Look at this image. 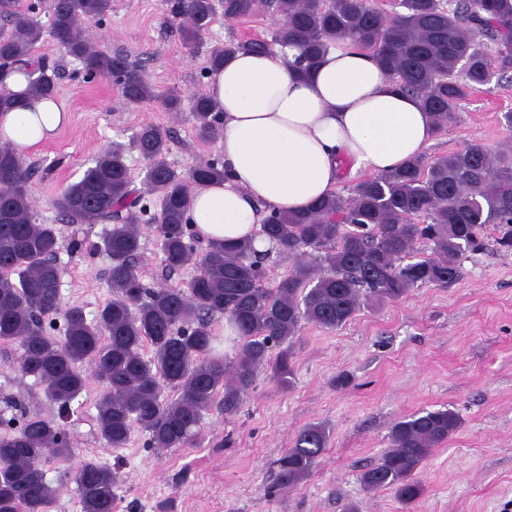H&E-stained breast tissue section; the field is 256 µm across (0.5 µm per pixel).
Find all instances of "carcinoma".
I'll return each mask as SVG.
<instances>
[{
    "label": "carcinoma",
    "mask_w": 512,
    "mask_h": 512,
    "mask_svg": "<svg viewBox=\"0 0 512 512\" xmlns=\"http://www.w3.org/2000/svg\"><path fill=\"white\" fill-rule=\"evenodd\" d=\"M389 6L175 0L173 12L186 19L180 35L189 48L220 13L232 20L267 9L279 17L269 41L231 39L213 48L211 72L231 53L274 45L297 49L294 64L304 70L319 65L333 46L366 51L421 98L440 129L476 87L512 71V0H389ZM110 9L111 0H52L46 29L32 16L35 7L0 0V111L20 106L5 81L21 70L29 75L26 94L56 96V67L35 56L47 34L85 71L113 79L125 100L154 99L153 86L128 55L96 50L85 35L83 20ZM191 117L201 139L220 136V117L205 93L192 97ZM133 144L147 162L142 188L134 185L124 145L114 142L53 201L58 224L111 225L102 249L111 261L112 297L91 320L80 306L61 310L56 256L62 229L40 222L34 211L32 166L16 149L0 146V346L19 350L21 374L34 378L57 407L55 417L33 413L18 429L0 433V512H52L58 490L40 464L49 455L71 456L62 420L85 390L84 364L103 382L95 427L106 446L126 447L137 428L151 448L190 447L213 407L226 418L241 411L260 371L283 387L293 385L291 343L302 325L334 330L369 302L397 301L413 288L451 287L462 278L463 254L486 249L490 229L499 233L498 246L512 250V155L474 143L360 180L350 197L333 192L305 213H269L261 233L277 256L295 260L288 275L272 282L270 253L258 255L250 240L205 241L187 222L191 186L224 179L221 162L177 171L165 159L167 133L153 124L142 126ZM146 194L159 202L153 211L142 204ZM141 224L152 226L168 274L196 268L187 288L144 283ZM60 312L62 334L51 336L45 318ZM222 320L236 332L231 359L215 349V324ZM460 426L459 413L449 408L403 417L361 482L415 502L423 487L414 471ZM328 440L324 424L302 427L275 461L268 495L279 497L308 479ZM74 481L82 512H113L116 469L86 459Z\"/></svg>",
    "instance_id": "cac0c4a2"
}]
</instances>
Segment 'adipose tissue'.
<instances>
[{"instance_id": "adipose-tissue-1", "label": "adipose tissue", "mask_w": 512, "mask_h": 512, "mask_svg": "<svg viewBox=\"0 0 512 512\" xmlns=\"http://www.w3.org/2000/svg\"><path fill=\"white\" fill-rule=\"evenodd\" d=\"M286 54H236L212 73L206 93L220 115L228 174L198 187L189 212L203 239H251L258 253L257 210L307 211L333 193L343 168L384 172L431 145L436 130L415 95L400 89L369 53L333 48L314 71ZM27 78L12 74L21 107L0 114V144L34 147L53 137L69 114L54 98H26Z\"/></svg>"}]
</instances>
